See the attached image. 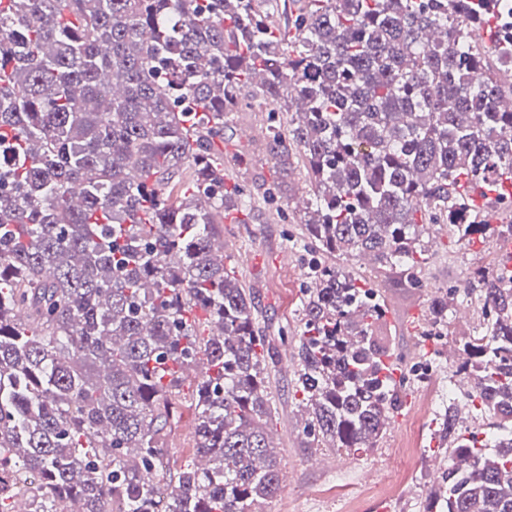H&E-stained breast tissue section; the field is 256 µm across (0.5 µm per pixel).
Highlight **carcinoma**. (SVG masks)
<instances>
[{
	"instance_id": "carcinoma-1",
	"label": "carcinoma",
	"mask_w": 512,
	"mask_h": 512,
	"mask_svg": "<svg viewBox=\"0 0 512 512\" xmlns=\"http://www.w3.org/2000/svg\"><path fill=\"white\" fill-rule=\"evenodd\" d=\"M0 0V512L40 474L35 512H260L280 483L267 427L271 340L251 292L213 259L228 199L275 200L324 254H369L414 280L420 237L512 236L473 194L512 197V34L505 0ZM488 34V39L480 36ZM271 113L280 181H224L228 113ZM288 113L283 121L279 113ZM304 161L312 198L282 186ZM294 338L302 434L375 448L399 404L386 309L330 263ZM478 328L456 367L492 432L439 439L423 512H512V288L482 269ZM205 313L200 319L196 310ZM448 323L436 298L424 336ZM197 456L158 435L195 366Z\"/></svg>"
}]
</instances>
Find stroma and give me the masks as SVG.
Wrapping results in <instances>:
<instances>
[{
	"label": "stroma",
	"mask_w": 512,
	"mask_h": 512,
	"mask_svg": "<svg viewBox=\"0 0 512 512\" xmlns=\"http://www.w3.org/2000/svg\"><path fill=\"white\" fill-rule=\"evenodd\" d=\"M267 115L263 112H236L224 131L218 149L224 154L226 183L251 187L276 178L265 145ZM224 242L231 245L230 265L245 287L250 288L257 308V323L268 336L278 330L298 335L303 323V303L309 285L311 262L319 253L302 244L298 225L287 213L269 205L254 213L248 223L233 220L224 223ZM426 262L411 284L400 269L373 263H361L356 257H338L337 265L362 276L378 290L388 310L383 329L408 375L400 386L402 403L393 412L384 438L378 447L331 452L309 447L300 432L299 396L294 377L272 370L269 378L270 417L268 427L279 446V469L287 474L276 495L261 505L263 512H344L345 500L324 496L334 484H355L360 477L381 476L398 453V433L412 412L421 382L412 376L411 367L431 359L435 365L433 387L437 396L426 417L434 419L448 403L465 404L466 396L452 372L458 363L460 343L479 322L476 295L461 292L462 274L470 267H489L495 261L492 245L475 244L464 249L455 245L443 224L431 225L421 237ZM454 292L455 308H469V322L449 318L442 335L426 338L416 330L420 314L426 313L434 297ZM193 381H186L174 397L177 422L165 437L170 461L183 463L193 457L196 448L194 415L191 408ZM441 450L429 434H422L416 452V467L406 486L396 495L362 501L363 512H422V503L432 485L428 460L440 457ZM315 458L326 460L323 468L312 466Z\"/></svg>",
	"instance_id": "35a3bbf8"
}]
</instances>
